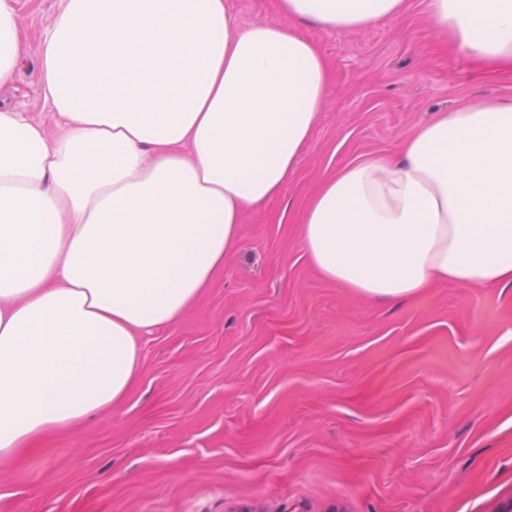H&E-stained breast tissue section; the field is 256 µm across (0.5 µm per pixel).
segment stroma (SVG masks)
I'll return each mask as SVG.
<instances>
[{
    "label": "stroma",
    "mask_w": 512,
    "mask_h": 512,
    "mask_svg": "<svg viewBox=\"0 0 512 512\" xmlns=\"http://www.w3.org/2000/svg\"><path fill=\"white\" fill-rule=\"evenodd\" d=\"M301 33L331 60L281 195L245 211L199 301L143 339L130 397L0 464V512H512V287L406 300L336 287L282 222L336 168L419 125L512 100V74L444 48L423 7ZM31 43L59 0H14ZM0 108L49 121L30 53Z\"/></svg>",
    "instance_id": "1"
}]
</instances>
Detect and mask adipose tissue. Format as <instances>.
Instances as JSON below:
<instances>
[{"instance_id": "adipose-tissue-1", "label": "adipose tissue", "mask_w": 512, "mask_h": 512, "mask_svg": "<svg viewBox=\"0 0 512 512\" xmlns=\"http://www.w3.org/2000/svg\"><path fill=\"white\" fill-rule=\"evenodd\" d=\"M243 27L228 0H60L43 32L55 129L0 110V461L131 394L140 340L181 318L278 196L331 68L298 33H345L408 0H280ZM444 39L512 72V0H428ZM0 0V85L28 51ZM325 280L402 299L512 285V101L417 128L398 158L336 169L296 211Z\"/></svg>"}]
</instances>
